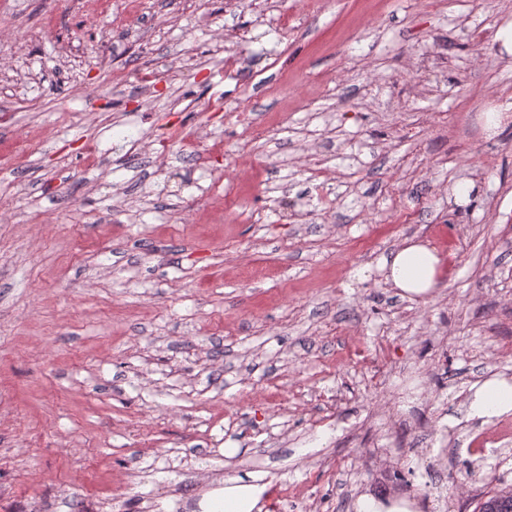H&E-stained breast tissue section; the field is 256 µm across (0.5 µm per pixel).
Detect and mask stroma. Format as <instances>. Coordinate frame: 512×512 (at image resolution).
I'll use <instances>...</instances> for the list:
<instances>
[{"label":"stroma","mask_w":512,"mask_h":512,"mask_svg":"<svg viewBox=\"0 0 512 512\" xmlns=\"http://www.w3.org/2000/svg\"><path fill=\"white\" fill-rule=\"evenodd\" d=\"M248 83L247 145L224 114ZM508 86L512 0H0V512H224L230 486L478 512L471 484L512 487V439L465 405L512 381V119L482 124ZM168 121L221 150L157 143ZM407 238L442 259L430 296L385 277ZM190 476L209 492L176 499Z\"/></svg>","instance_id":"1"}]
</instances>
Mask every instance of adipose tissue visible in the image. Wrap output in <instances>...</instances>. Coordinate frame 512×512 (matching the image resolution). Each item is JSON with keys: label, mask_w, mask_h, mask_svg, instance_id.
Masks as SVG:
<instances>
[{"label": "adipose tissue", "mask_w": 512, "mask_h": 512, "mask_svg": "<svg viewBox=\"0 0 512 512\" xmlns=\"http://www.w3.org/2000/svg\"><path fill=\"white\" fill-rule=\"evenodd\" d=\"M386 279L401 295L424 297L438 285L440 259L426 245L407 239L384 262ZM471 417L491 422L512 413V383L491 377L474 384L467 396Z\"/></svg>", "instance_id": "ef3b65f1"}]
</instances>
